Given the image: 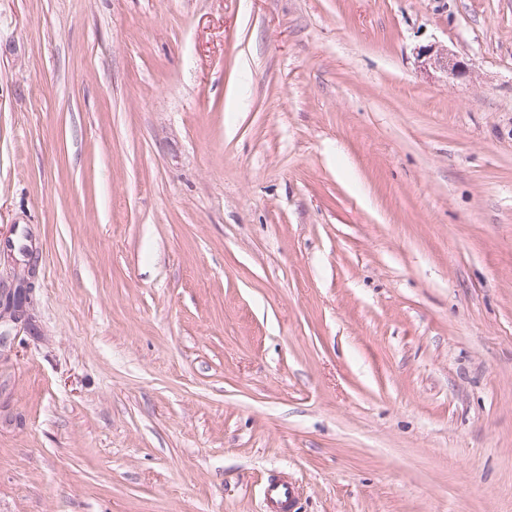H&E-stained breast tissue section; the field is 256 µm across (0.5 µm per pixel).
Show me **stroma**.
<instances>
[{
    "instance_id": "stroma-1",
    "label": "stroma",
    "mask_w": 512,
    "mask_h": 512,
    "mask_svg": "<svg viewBox=\"0 0 512 512\" xmlns=\"http://www.w3.org/2000/svg\"><path fill=\"white\" fill-rule=\"evenodd\" d=\"M30 283L0 512H512V0H0ZM417 56L420 59V63L423 68H439L448 72L456 78L464 77L467 73L466 66L458 60L457 56L450 51L443 49H436L432 46L423 47L417 52ZM297 491L280 476H271L264 489L266 509L270 512H295Z\"/></svg>"
}]
</instances>
